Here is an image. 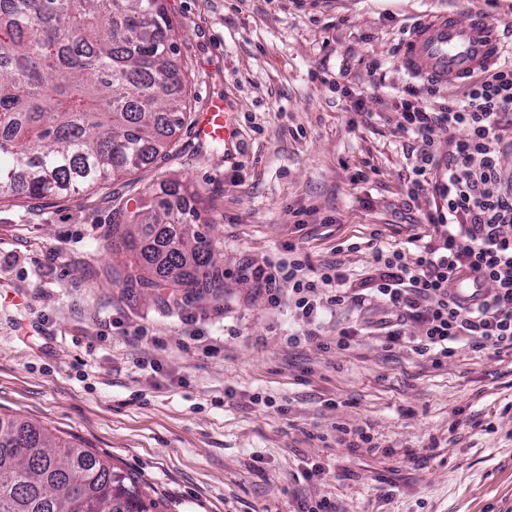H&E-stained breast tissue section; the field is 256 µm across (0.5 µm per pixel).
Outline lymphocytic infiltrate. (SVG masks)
<instances>
[{
	"mask_svg": "<svg viewBox=\"0 0 512 512\" xmlns=\"http://www.w3.org/2000/svg\"><path fill=\"white\" fill-rule=\"evenodd\" d=\"M393 109L396 133L423 142L404 154L411 166L407 196L426 200L433 238L412 259L405 249L366 241L371 266L356 279L336 260L313 266L290 242L283 258L263 259L250 273L266 286L271 306L291 308L299 326L293 343L316 340L330 312L344 317L336 333L342 350L375 335L390 348L412 344L436 364L461 342L475 352L512 355V169L505 164L512 155V61L436 109L421 106L418 87L405 85ZM437 129L448 132L446 150L435 145ZM470 272L484 288L471 305L449 291ZM280 277L290 286L284 298L274 287Z\"/></svg>",
	"mask_w": 512,
	"mask_h": 512,
	"instance_id": "1",
	"label": "lymphocytic infiltrate"
}]
</instances>
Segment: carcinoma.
<instances>
[{
	"mask_svg": "<svg viewBox=\"0 0 512 512\" xmlns=\"http://www.w3.org/2000/svg\"><path fill=\"white\" fill-rule=\"evenodd\" d=\"M163 0H0V204L103 189L168 153L186 101ZM159 187L145 211L106 231L155 274L109 270L134 288L222 287L198 213ZM0 512H156L134 478L48 429L0 415Z\"/></svg>",
	"mask_w": 512,
	"mask_h": 512,
	"instance_id": "cac0c4a2",
	"label": "carcinoma"
}]
</instances>
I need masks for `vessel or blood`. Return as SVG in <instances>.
I'll return each instance as SVG.
<instances>
[{"label":"vessel or blood","instance_id":"obj_1","mask_svg":"<svg viewBox=\"0 0 512 512\" xmlns=\"http://www.w3.org/2000/svg\"><path fill=\"white\" fill-rule=\"evenodd\" d=\"M499 25L483 13L460 19L451 12L423 15L400 49L405 70L438 86H452L482 74L502 58ZM235 129L229 107L214 104L196 126L202 141L232 142Z\"/></svg>","mask_w":512,"mask_h":512}]
</instances>
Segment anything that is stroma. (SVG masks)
Returning <instances> with one entry per match:
<instances>
[{
    "label": "stroma",
    "instance_id": "1",
    "mask_svg": "<svg viewBox=\"0 0 512 512\" xmlns=\"http://www.w3.org/2000/svg\"><path fill=\"white\" fill-rule=\"evenodd\" d=\"M166 7L190 112L168 156L106 190L0 207V415L110 458L163 512H293L324 496L339 512H512V357L461 349L436 364L376 336L342 350L332 319L317 341L292 343L287 306L245 275L286 242L313 265L361 272L368 252L338 244L431 235L425 202L406 195V141L378 101L410 82L398 45L421 15L480 9L511 42L512 0ZM345 64L366 113L336 90ZM214 100L232 110L229 152L194 135ZM170 179L209 227L222 296L161 305L107 278L129 260L105 237L115 212L145 209ZM340 426L374 447L337 445ZM313 466L320 475L293 481Z\"/></svg>",
    "mask_w": 512,
    "mask_h": 512
}]
</instances>
